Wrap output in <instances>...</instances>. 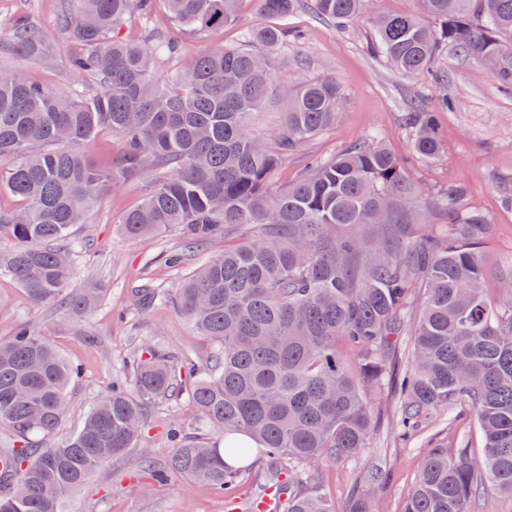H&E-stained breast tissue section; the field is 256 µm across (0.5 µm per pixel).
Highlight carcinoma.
<instances>
[{"instance_id":"carcinoma-1","label":"carcinoma","mask_w":512,"mask_h":512,"mask_svg":"<svg viewBox=\"0 0 512 512\" xmlns=\"http://www.w3.org/2000/svg\"><path fill=\"white\" fill-rule=\"evenodd\" d=\"M239 0H167V26L154 24L153 0H58L57 32L73 50L67 91L0 70V193L22 202L0 210V276L34 303L83 317L102 289H73V226L85 223L101 193L140 174L141 202L117 219L129 240L175 229L191 250L233 226L260 236L213 256L175 288L148 284L144 301L170 303L214 347L191 385L184 353L148 345L123 362L131 385L114 381L65 442L49 445L67 415L77 375L40 333L18 329L0 340V424L23 442L1 453L0 512H64L66 497L107 461L135 447L148 412L186 400L198 422L222 434L185 437L175 427L168 461L142 463L156 481L190 476L215 491L236 485L243 464L261 453L268 473L287 464L352 460L375 430L364 388L383 382L385 352L404 331L411 360L392 394L395 427L410 436L439 410L474 415L482 453L431 448L421 459L404 512H474L488 492L512 512V263L488 294L484 245L493 225L450 183L436 196L447 223H421L422 190L379 143L359 142L313 159L304 175L272 192L281 160L336 122L340 87L331 77L290 91L284 124L265 143L253 115L281 96L273 57L293 37L286 26L256 25L238 46L203 49L168 79L157 66L180 48L178 34L201 35L238 21ZM260 18L287 19L297 0H255ZM316 16L337 23L363 17V0H311ZM421 14L371 20L376 46L407 76L429 72L448 45L483 63L512 88V0H422ZM144 38L117 35L132 14ZM0 52L41 63L51 35L27 14L15 16ZM412 153L429 160L441 141L435 112L416 103L406 118ZM109 132L122 138L107 168L82 146ZM375 227L370 238L358 233ZM354 351L347 364L341 351ZM283 512H335L311 473L288 480ZM348 512H378L363 493Z\"/></svg>"}]
</instances>
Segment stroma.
Masks as SVG:
<instances>
[{"instance_id":"35a3bbf8","label":"stroma","mask_w":512,"mask_h":512,"mask_svg":"<svg viewBox=\"0 0 512 512\" xmlns=\"http://www.w3.org/2000/svg\"><path fill=\"white\" fill-rule=\"evenodd\" d=\"M300 0L289 17V28L302 31L301 47H281L274 58V75L281 87L330 76L342 89L335 125L308 141L303 151L289 154L273 172L269 186L281 190L303 173L305 158L336 156L369 137H376L404 162L408 175L431 198L448 183L466 185L468 201L480 208L493 224V238L486 252L487 265L496 268L512 262V92L500 88L485 66L443 47L430 75L411 78L394 71L374 48V32L368 22L379 13L420 11V0H365V21L344 27L317 19ZM259 17L253 0H240L236 24L204 36L183 33L180 56L160 67L162 76L189 68L200 50L212 45L245 43ZM58 62L53 67L31 64L0 54V70L24 69L32 80L66 89L71 78L62 64L70 45L55 42ZM438 113L442 149L430 161L417 159L410 148L404 117L414 100ZM148 179H127L111 189L91 211L86 223L76 225L70 240L78 251L74 287L98 283L103 296L86 317L77 318L31 302L10 279L0 277V339L9 338L17 324L25 322L48 338L68 362L78 366L80 377L68 388L70 411L57 441L67 439L102 390L111 383L123 360L145 345H160L193 353L206 360L211 346L198 336L169 305L136 308L131 290L143 277L166 286L177 285L186 269L169 268L165 259L182 246L178 232L128 241L114 223L116 217L142 199ZM377 435L357 459L344 463L323 462L313 466L321 492L346 512L351 499L370 491L380 512H403L418 474L421 458L433 445L455 448L467 443L479 455L481 436L474 425L450 424L439 414L421 434L404 445L393 439L394 404L386 387L366 391ZM184 424L197 430V415L190 403L176 412L159 407L150 412L137 447L98 469L65 503L66 512H248L251 501L264 489V459H253L232 492L221 495L186 476L167 484L155 482L142 470L143 455L162 461L171 449L166 440L169 425ZM385 470V478L369 484L364 480L373 468Z\"/></svg>"}]
</instances>
